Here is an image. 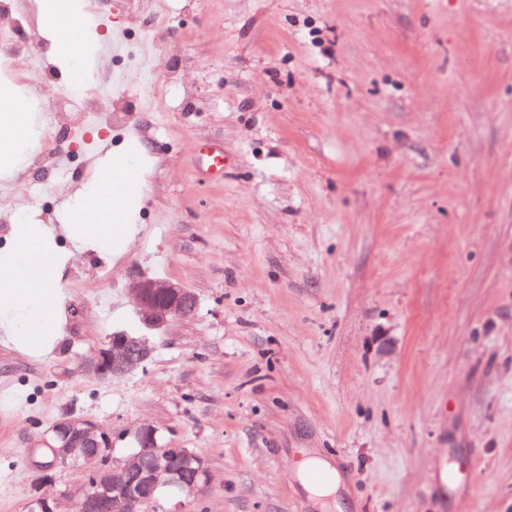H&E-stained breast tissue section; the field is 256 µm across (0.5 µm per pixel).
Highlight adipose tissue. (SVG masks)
<instances>
[{"label": "adipose tissue", "mask_w": 512, "mask_h": 512, "mask_svg": "<svg viewBox=\"0 0 512 512\" xmlns=\"http://www.w3.org/2000/svg\"><path fill=\"white\" fill-rule=\"evenodd\" d=\"M38 14L43 29L55 38L53 49L65 65L81 68L87 52L83 38V4L81 0H37ZM29 127L25 105L13 91L0 87V173L14 170L19 165L18 151L27 140ZM133 154L112 157L100 169L101 174L112 179L111 195L102 198L100 186H93L75 206V213L92 216L89 224L75 221L66 224L65 230L76 245L100 241L109 235L117 239L130 238L135 231L134 199L138 184L123 179V172H138ZM53 233L40 224L20 221L15 226L14 245L9 252L0 255V312L21 311L20 322L0 323V339L4 342L26 345L27 336L21 335L19 323L31 322L28 306H37V318L48 320L53 313L54 299L47 288L19 290L20 276L38 271L43 254L50 249Z\"/></svg>", "instance_id": "1"}]
</instances>
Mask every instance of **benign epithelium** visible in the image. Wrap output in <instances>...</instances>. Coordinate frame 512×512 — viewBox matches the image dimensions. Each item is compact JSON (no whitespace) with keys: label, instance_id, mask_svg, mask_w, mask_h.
Segmentation results:
<instances>
[{"label":"benign epithelium","instance_id":"1","mask_svg":"<svg viewBox=\"0 0 512 512\" xmlns=\"http://www.w3.org/2000/svg\"><path fill=\"white\" fill-rule=\"evenodd\" d=\"M141 323L157 330L173 320L196 317L198 297L181 284L168 279L147 276L138 271L130 274L127 284ZM155 347L148 336H131L125 332L112 334L108 342L95 349L83 362L84 371L107 381L124 377L144 367L153 357ZM133 438L139 450L122 463L112 462V434L93 420L64 416L42 440L50 449L51 460L41 466L48 473L58 463L87 466L86 477L95 493L80 491L75 508L78 512H105L112 504L120 512H144V507L157 499L160 489L175 495L191 497L199 492L208 476L204 456L189 448H170L178 460L172 466L158 455H148L146 448H157V430L150 424L135 429ZM32 512H57L56 499L38 495L29 504Z\"/></svg>","mask_w":512,"mask_h":512}]
</instances>
